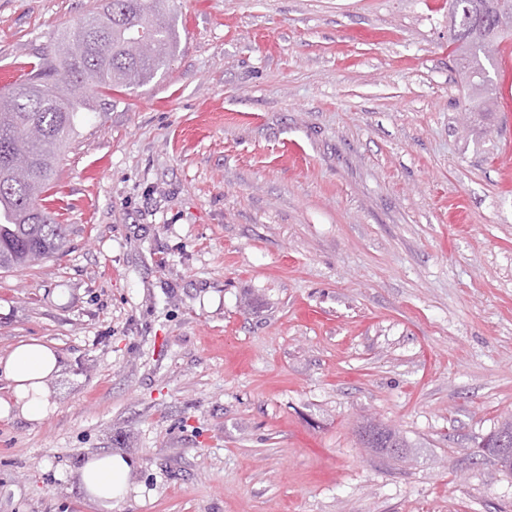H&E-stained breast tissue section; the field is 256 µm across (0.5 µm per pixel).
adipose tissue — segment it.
<instances>
[{
    "label": "adipose tissue",
    "mask_w": 512,
    "mask_h": 512,
    "mask_svg": "<svg viewBox=\"0 0 512 512\" xmlns=\"http://www.w3.org/2000/svg\"><path fill=\"white\" fill-rule=\"evenodd\" d=\"M60 370L59 358L48 345L23 341L5 356H0V373L11 384V399L0 398V418L11 412L30 422L45 420L55 410L47 381ZM133 461L121 454L90 457L78 470V482L91 502L111 512L129 494V475Z\"/></svg>",
    "instance_id": "adipose-tissue-1"
}]
</instances>
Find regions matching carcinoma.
<instances>
[{"label":"carcinoma","mask_w":512,"mask_h":512,"mask_svg":"<svg viewBox=\"0 0 512 512\" xmlns=\"http://www.w3.org/2000/svg\"><path fill=\"white\" fill-rule=\"evenodd\" d=\"M167 0H109L65 33L53 58L32 64L23 82L0 95V269L23 268L31 255L46 259L65 240V225L37 206L49 189L61 149L93 110L89 91L141 87L168 67L176 55L178 34L166 11ZM448 28L467 31L455 38L457 72L468 108L497 99L498 83L490 47L512 37V0H448ZM140 38L146 52L134 56L127 44ZM73 74L71 85L57 84L58 69ZM365 446L392 458L407 448L396 432L370 425Z\"/></svg>","instance_id":"carcinoma-1"}]
</instances>
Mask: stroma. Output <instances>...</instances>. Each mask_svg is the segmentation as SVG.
I'll return each mask as SVG.
<instances>
[{"mask_svg": "<svg viewBox=\"0 0 512 512\" xmlns=\"http://www.w3.org/2000/svg\"><path fill=\"white\" fill-rule=\"evenodd\" d=\"M104 0H0V75ZM147 86L106 91L46 202L67 242L0 270V355L52 415L0 420V512H512V40L463 106L448 0H169ZM373 422L409 445L366 448ZM1 368L11 383L14 406L0 398V418L17 410L29 422H42L55 411L46 383L59 372L60 365L51 347L38 340L22 341L0 356ZM134 462L121 454L90 457L78 469V482L91 502L109 510L129 494V475Z\"/></svg>", "mask_w": 512, "mask_h": 512, "instance_id": "obj_1", "label": "stroma"}]
</instances>
